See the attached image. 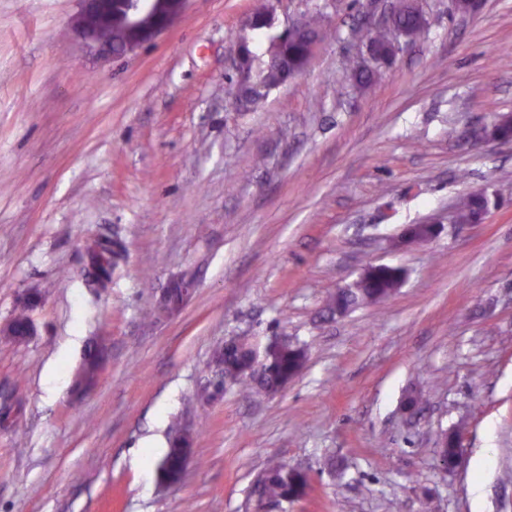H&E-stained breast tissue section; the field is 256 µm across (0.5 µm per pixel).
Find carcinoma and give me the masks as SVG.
I'll use <instances>...</instances> for the list:
<instances>
[{"instance_id": "cac0c4a2", "label": "carcinoma", "mask_w": 512, "mask_h": 512, "mask_svg": "<svg viewBox=\"0 0 512 512\" xmlns=\"http://www.w3.org/2000/svg\"><path fill=\"white\" fill-rule=\"evenodd\" d=\"M254 27L265 31L264 43L254 47L245 39L239 49L242 55L240 78L253 81L260 86L249 100L253 107L267 97V89L278 86L291 75L305 70L309 63L307 41L322 36L320 19L310 16L302 20L303 34L298 40H291L287 31H277L271 22L268 0H258L254 12ZM400 27L409 42L419 40L425 30L422 14L406 3L394 8L388 26H379L369 32L371 44L387 48L390 46L394 28ZM486 199L479 193L463 196L456 206V218L460 224L475 223ZM90 257L88 278L91 286L104 288L110 282L116 261L123 255V247L116 240L93 238L86 244ZM400 281L387 272L368 275L350 288L345 294L329 296L326 307L333 310L340 303L350 308L379 304L391 296ZM306 351L298 346L269 343L263 349L238 340L231 346L215 353L213 364L224 377V382L239 387L244 392L271 394L287 380L296 376L304 366ZM170 448L159 464L160 474L173 479L178 472L180 455L190 441L180 435V424L171 425ZM309 486L305 473L286 464L279 463L267 469L257 481L254 494L260 503L290 500Z\"/></svg>"}]
</instances>
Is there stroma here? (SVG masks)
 I'll use <instances>...</instances> for the list:
<instances>
[{
    "instance_id": "stroma-1",
    "label": "stroma",
    "mask_w": 512,
    "mask_h": 512,
    "mask_svg": "<svg viewBox=\"0 0 512 512\" xmlns=\"http://www.w3.org/2000/svg\"><path fill=\"white\" fill-rule=\"evenodd\" d=\"M269 2L278 28L316 12L326 35L245 111L230 61L260 38L254 0H190L105 61L69 30L75 0H0V323L41 297L34 336L0 338V512H254L257 475L282 462L311 483L266 512H512V142L478 136L512 113V67L492 64L512 55V0H413L423 40L368 89L350 64L392 0ZM482 189L485 221L449 227ZM416 224L443 231L399 245ZM91 237L125 249L104 290ZM381 264L405 273L392 297L326 317ZM180 279L193 293L159 315ZM234 336L287 337L307 361L276 394L203 399ZM96 341L104 366L73 394ZM176 420L206 465L165 488Z\"/></svg>"
}]
</instances>
